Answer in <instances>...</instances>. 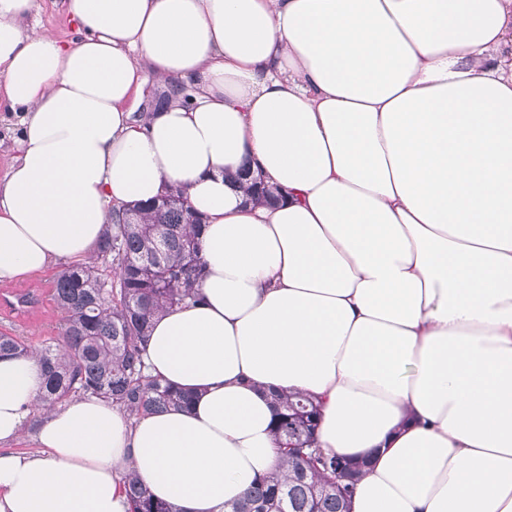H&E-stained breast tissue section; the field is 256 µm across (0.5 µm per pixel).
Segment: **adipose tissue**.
<instances>
[{"mask_svg":"<svg viewBox=\"0 0 512 512\" xmlns=\"http://www.w3.org/2000/svg\"><path fill=\"white\" fill-rule=\"evenodd\" d=\"M0 0V280L88 261L111 204L183 189L199 301L153 320L145 371L190 407L85 397L14 449L42 391L0 358V512H224L276 469L271 392L318 447L370 460L351 512H512V0ZM190 98L134 114L144 73ZM281 198L247 201L228 174ZM38 4L40 8L31 19L33 26L48 30L63 41L74 37V26L64 13L62 0H39ZM15 123V118L8 119V113L0 112V180L18 154L14 143L17 135ZM124 484L130 492L133 512H173L169 504L153 497L136 473H127L124 476Z\"/></svg>","mask_w":512,"mask_h":512,"instance_id":"adipose-tissue-1","label":"adipose tissue"}]
</instances>
